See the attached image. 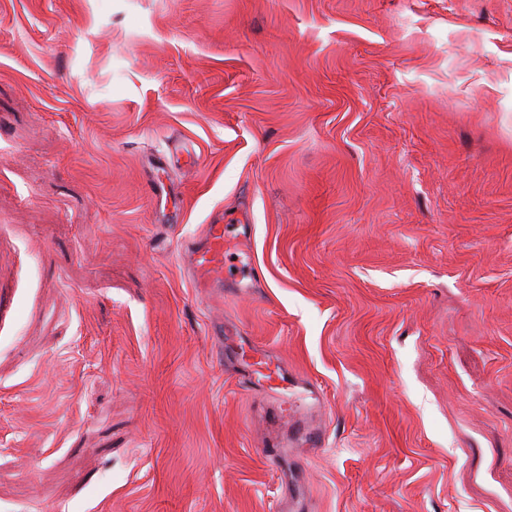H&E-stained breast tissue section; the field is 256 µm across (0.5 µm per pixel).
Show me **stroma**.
<instances>
[{
  "label": "stroma",
  "mask_w": 512,
  "mask_h": 512,
  "mask_svg": "<svg viewBox=\"0 0 512 512\" xmlns=\"http://www.w3.org/2000/svg\"><path fill=\"white\" fill-rule=\"evenodd\" d=\"M223 214L259 279L212 301ZM220 322L322 390L303 489ZM299 491L512 512V0H0V512ZM253 224H206L201 233L186 241L187 266L198 288H224L249 293L258 276L251 259L243 260L236 243L253 236Z\"/></svg>",
  "instance_id": "35a3bbf8"
}]
</instances>
